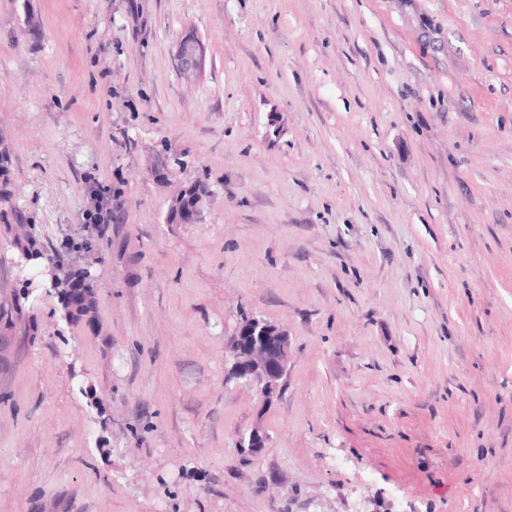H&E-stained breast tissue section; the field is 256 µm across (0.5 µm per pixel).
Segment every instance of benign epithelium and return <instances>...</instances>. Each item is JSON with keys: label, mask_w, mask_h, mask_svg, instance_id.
<instances>
[{"label": "benign epithelium", "mask_w": 512, "mask_h": 512, "mask_svg": "<svg viewBox=\"0 0 512 512\" xmlns=\"http://www.w3.org/2000/svg\"><path fill=\"white\" fill-rule=\"evenodd\" d=\"M179 68L193 72L200 64V49L194 38L185 36L179 44ZM290 342L286 330L259 317L238 320L227 350L229 364L227 381L243 383L254 388L263 398L270 399L279 392L288 371ZM239 446L257 456L266 447V436L254 429L241 437Z\"/></svg>", "instance_id": "obj_1"}]
</instances>
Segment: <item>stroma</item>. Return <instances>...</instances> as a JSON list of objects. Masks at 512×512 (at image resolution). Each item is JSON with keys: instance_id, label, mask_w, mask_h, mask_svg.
Masks as SVG:
<instances>
[{"instance_id": "obj_1", "label": "stroma", "mask_w": 512, "mask_h": 512, "mask_svg": "<svg viewBox=\"0 0 512 512\" xmlns=\"http://www.w3.org/2000/svg\"><path fill=\"white\" fill-rule=\"evenodd\" d=\"M1 149L0 512H512V0H0ZM177 62L179 68L185 73L193 72L199 66V45L191 36H185L180 41ZM11 178L7 155L0 156V224L18 223L24 216L12 206H6L11 197ZM3 203V206H2ZM23 251L27 257H33L36 260L43 259L44 261L53 263L58 267L62 266L61 257L57 250L54 253H48L45 249L37 247V242L34 240L32 241V248L23 249ZM56 266L45 265L43 266V271L40 273V275L43 276L47 281L50 288L53 289L57 287L61 278L60 269H58ZM290 342L286 330L252 316L234 328L226 361L227 381L254 388L264 399L279 392L288 371Z\"/></svg>"}]
</instances>
